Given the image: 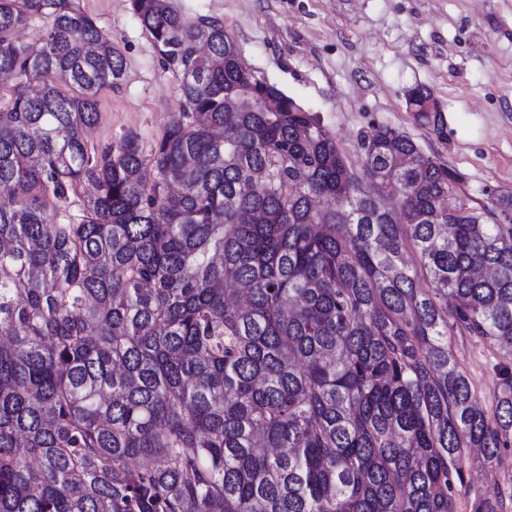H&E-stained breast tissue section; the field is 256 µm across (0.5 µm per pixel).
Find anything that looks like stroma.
Masks as SVG:
<instances>
[{
  "label": "stroma",
  "instance_id": "obj_1",
  "mask_svg": "<svg viewBox=\"0 0 512 512\" xmlns=\"http://www.w3.org/2000/svg\"><path fill=\"white\" fill-rule=\"evenodd\" d=\"M125 60V76L100 95L90 143L135 135L143 153L162 137L179 103V79L165 67L128 0H78ZM189 19H221L243 61L317 116L351 163L374 126H391L461 176L453 202L485 214L492 193L512 190V0H172ZM428 87L443 130L416 120L407 90ZM452 349L480 406L493 412L512 356L476 337ZM470 494L504 493L512 512V455L488 466L470 456Z\"/></svg>",
  "mask_w": 512,
  "mask_h": 512
}]
</instances>
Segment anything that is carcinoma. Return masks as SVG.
I'll use <instances>...</instances> for the list:
<instances>
[{
	"mask_svg": "<svg viewBox=\"0 0 512 512\" xmlns=\"http://www.w3.org/2000/svg\"><path fill=\"white\" fill-rule=\"evenodd\" d=\"M129 2L179 78L147 157L89 145L108 33L0 0V512H458L512 374L489 415L448 337L512 344V224L443 208L456 172L393 127L351 167L221 20Z\"/></svg>",
	"mask_w": 512,
	"mask_h": 512,
	"instance_id": "cac0c4a2",
	"label": "carcinoma"
}]
</instances>
